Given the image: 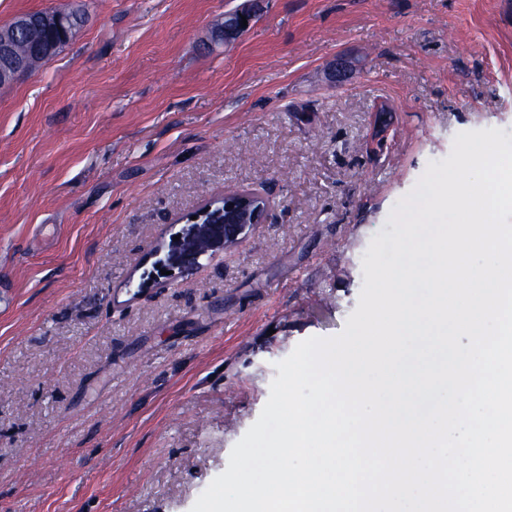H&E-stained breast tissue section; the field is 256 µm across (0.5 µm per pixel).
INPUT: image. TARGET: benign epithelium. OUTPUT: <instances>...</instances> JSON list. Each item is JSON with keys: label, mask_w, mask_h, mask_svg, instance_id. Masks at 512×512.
<instances>
[{"label": "benign epithelium", "mask_w": 512, "mask_h": 512, "mask_svg": "<svg viewBox=\"0 0 512 512\" xmlns=\"http://www.w3.org/2000/svg\"><path fill=\"white\" fill-rule=\"evenodd\" d=\"M256 12L241 9L224 14V30L216 38L229 44L243 31L242 20L252 23ZM33 32L40 37L39 55L51 56L73 36V28L66 13L58 10L36 11L17 17L11 31ZM30 60L18 54L13 36L0 37V84L12 83L30 71ZM266 200L257 193L224 195V202L211 201L197 213L191 230L173 242L170 251L179 264L194 265L203 257L222 248L230 251L243 244L257 225L264 223Z\"/></svg>", "instance_id": "benign-epithelium-1"}]
</instances>
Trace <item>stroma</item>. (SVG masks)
Segmentation results:
<instances>
[{
  "label": "stroma",
  "instance_id": "1",
  "mask_svg": "<svg viewBox=\"0 0 512 512\" xmlns=\"http://www.w3.org/2000/svg\"><path fill=\"white\" fill-rule=\"evenodd\" d=\"M247 3L0 0L85 12L0 86V512H190L428 163L512 136V0H260L215 41ZM230 191L265 224L170 269ZM241 16H246L247 27H249L256 17V12L251 9H241L238 11L225 13L223 33L217 31L216 38L224 41V44H229L234 41L247 28L241 27Z\"/></svg>",
  "mask_w": 512,
  "mask_h": 512
}]
</instances>
